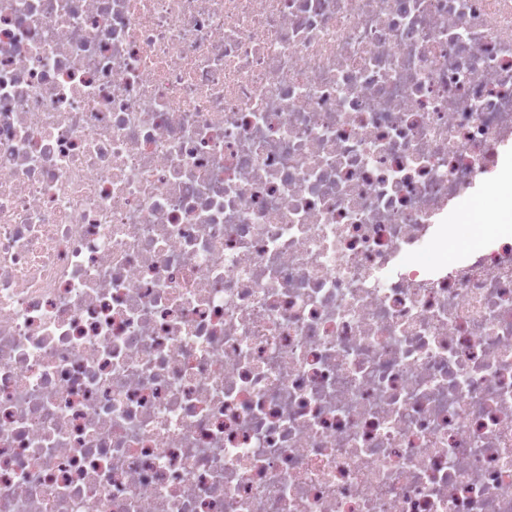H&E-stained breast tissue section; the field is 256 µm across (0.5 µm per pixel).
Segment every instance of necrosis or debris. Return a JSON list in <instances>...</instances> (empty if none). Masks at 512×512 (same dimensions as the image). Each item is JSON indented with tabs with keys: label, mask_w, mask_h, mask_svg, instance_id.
Instances as JSON below:
<instances>
[{
	"label": "necrosis or debris",
	"mask_w": 512,
	"mask_h": 512,
	"mask_svg": "<svg viewBox=\"0 0 512 512\" xmlns=\"http://www.w3.org/2000/svg\"><path fill=\"white\" fill-rule=\"evenodd\" d=\"M510 206L512 0H0V512H512ZM472 207H477L479 209L480 214H482L483 216L487 211L497 207V201L495 200V198L489 195L474 196L462 200L454 208L453 212L448 213V223L457 225V235L448 244V254L435 255L432 253H425L421 257L418 256L417 259H421L423 263L431 265L439 263L441 261H448V259L452 258L458 252H463L467 250L470 247L469 244L471 242L472 237V224H483L481 220H476L473 214H469L462 218V222L465 224L460 223V214L466 209Z\"/></svg>",
	"instance_id": "1"
}]
</instances>
